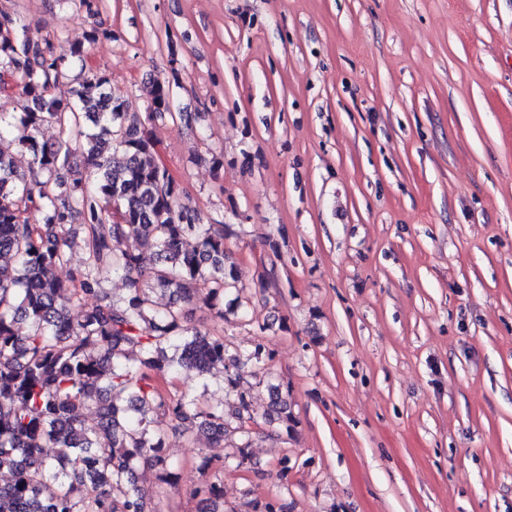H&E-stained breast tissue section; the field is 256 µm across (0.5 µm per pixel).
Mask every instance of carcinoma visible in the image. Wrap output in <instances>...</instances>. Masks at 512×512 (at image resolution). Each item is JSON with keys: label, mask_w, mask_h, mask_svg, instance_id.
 <instances>
[{"label": "carcinoma", "mask_w": 512, "mask_h": 512, "mask_svg": "<svg viewBox=\"0 0 512 512\" xmlns=\"http://www.w3.org/2000/svg\"><path fill=\"white\" fill-rule=\"evenodd\" d=\"M101 35L91 27L74 43L77 86L64 101L52 89L74 62L31 39L20 17L0 16V76L17 101V112L0 114V473L9 476L0 512H150L137 473L174 477L169 436L197 430L213 448L230 441L242 467L258 418L293 422L277 385L263 415L254 409L250 379L270 358L263 347L240 353L187 324L193 305L224 317V292L235 287L224 241L234 231L182 201L157 162L149 127L191 128L197 113L175 111L166 79L149 83L144 111H129L109 75L86 64ZM46 125L58 128L55 139L41 138ZM17 152L30 157L26 173ZM32 212L41 220L29 221ZM77 219L88 258L74 266ZM111 272L125 293L82 309L107 295ZM218 365L224 385L203 403L162 387L182 370L203 378ZM90 407L89 427L81 415ZM195 494L200 512H218L221 486Z\"/></svg>", "instance_id": "cac0c4a2"}]
</instances>
